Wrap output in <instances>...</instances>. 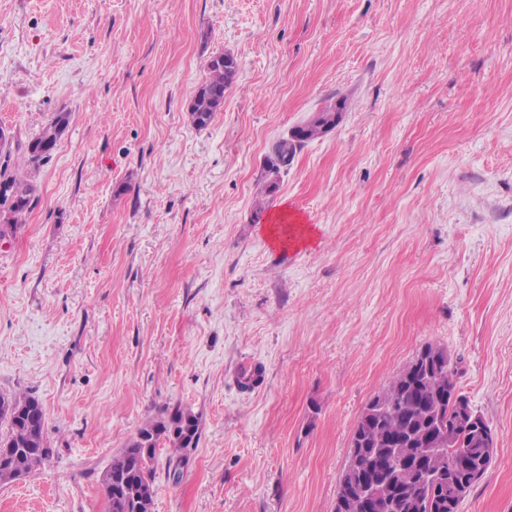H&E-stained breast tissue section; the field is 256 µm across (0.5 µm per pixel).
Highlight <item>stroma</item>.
<instances>
[{"mask_svg":"<svg viewBox=\"0 0 512 512\" xmlns=\"http://www.w3.org/2000/svg\"><path fill=\"white\" fill-rule=\"evenodd\" d=\"M56 112L0 241V392L40 400L52 457L0 512H106L113 457L179 406L199 438L157 449L153 512H334L361 411L428 343L497 433L459 512H512V0H0L15 157ZM281 211L309 243H273ZM208 76L193 91L189 112L194 125L206 128L213 121L224 94L237 73V62L231 53H216L206 64ZM345 107L346 103L341 100L334 108L315 113L308 121L297 126V131H293L289 138H283L275 144L271 156L267 158L269 174V182L265 187L267 194L274 193L272 185L278 183L277 177L282 169L288 170V165L293 162L297 150L305 143L333 130ZM285 160L288 161V165H284ZM69 124V117L67 112H57L53 114L50 120L42 127L41 131L32 138L25 150V164L31 169H37L40 165L51 157L54 149H48L37 153V149L42 145L57 146V142L65 133Z\"/></svg>","mask_w":512,"mask_h":512,"instance_id":"obj_1","label":"stroma"}]
</instances>
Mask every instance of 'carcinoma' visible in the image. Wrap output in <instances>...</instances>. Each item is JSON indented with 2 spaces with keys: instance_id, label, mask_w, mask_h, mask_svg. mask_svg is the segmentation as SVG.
<instances>
[{
  "instance_id": "1",
  "label": "carcinoma",
  "mask_w": 512,
  "mask_h": 512,
  "mask_svg": "<svg viewBox=\"0 0 512 512\" xmlns=\"http://www.w3.org/2000/svg\"><path fill=\"white\" fill-rule=\"evenodd\" d=\"M208 76L193 91L189 112L194 125L205 128L213 121L224 94L237 73V62L230 53H216L206 64ZM346 103L315 113L297 126L291 136L279 140L267 158L272 194L280 171L288 169L298 149L336 127ZM69 124L68 113L57 112L32 138L25 150V164L37 169L51 157L53 147ZM12 145L0 146V181L9 183L26 199L25 204L7 209V223L0 235L25 223V217L38 202L37 187L19 175ZM462 359L448 349L428 343L412 360L364 406L350 438V451L339 478L335 512H356L347 504V491L356 474L354 460L362 473L378 471V458L384 463L403 465L393 482L381 487L372 512H458L463 499L482 480L493 457L482 448V435L494 433L483 423V433L469 430L460 420L458 402H468L457 387ZM45 414L42 404L29 394L0 393V449L11 450V457L0 468V484L12 479L3 469L13 467L29 476L49 457L43 435ZM198 419L179 407L165 421L146 424L127 448L112 459L102 483L107 512H114L112 499L124 502L123 512H152L154 470L151 466L160 438L172 448H187L197 438Z\"/></svg>"
}]
</instances>
